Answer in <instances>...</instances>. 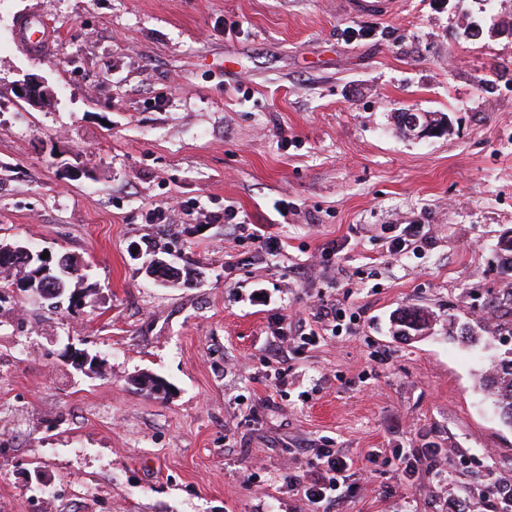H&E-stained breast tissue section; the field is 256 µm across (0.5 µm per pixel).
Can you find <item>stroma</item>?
Segmentation results:
<instances>
[{
  "label": "stroma",
  "instance_id": "35a3bbf8",
  "mask_svg": "<svg viewBox=\"0 0 512 512\" xmlns=\"http://www.w3.org/2000/svg\"><path fill=\"white\" fill-rule=\"evenodd\" d=\"M349 3L0 0V239L82 260L99 297L0 303V512H308L286 477L326 447L354 462L332 512H494L512 426L476 376L512 337L448 321L512 306V0ZM35 17L42 56L16 38ZM32 75L49 105L15 96ZM406 111L447 133L399 135ZM228 203L246 235L187 230ZM156 255L197 279L148 276ZM320 297L357 321L300 349ZM408 306L425 335H393ZM402 450L432 458L408 479ZM32 27L41 29L42 36L37 42H34L29 46L33 48L35 51L44 55L51 50L53 43L56 42L55 33L41 19H25L20 22L18 27L19 37L22 41L25 37L26 32Z\"/></svg>",
  "mask_w": 512,
  "mask_h": 512
}]
</instances>
